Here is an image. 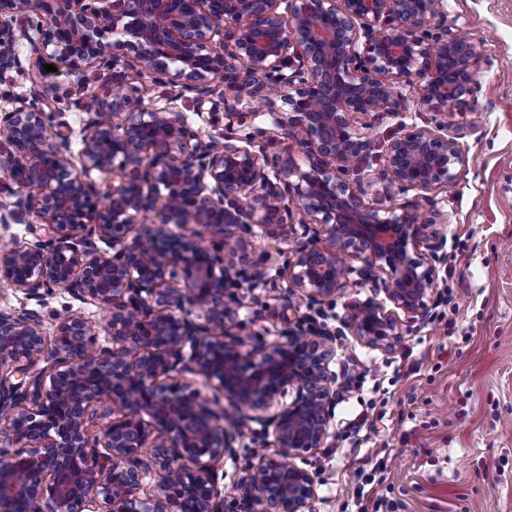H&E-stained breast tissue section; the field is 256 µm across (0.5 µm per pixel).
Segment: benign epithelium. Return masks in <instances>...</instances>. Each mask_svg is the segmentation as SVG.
<instances>
[{
    "mask_svg": "<svg viewBox=\"0 0 512 512\" xmlns=\"http://www.w3.org/2000/svg\"><path fill=\"white\" fill-rule=\"evenodd\" d=\"M444 0H0V72L35 78L112 66L121 49L156 84L170 70L208 97L224 81V139L206 140L172 100L143 106L145 88L122 79L85 106L81 148L51 131L38 103L0 113V173L16 190L0 201V288L37 301L63 291L112 309L108 326L67 309L49 320L0 309V512H223L218 471L249 423L262 454L244 478L243 512H304L312 475L295 459L329 435L333 340L299 329L244 351L228 330L241 302L242 245L232 229L288 224L301 213L331 248H296L291 287L310 302L336 295L343 257L380 270L386 298L428 316L435 257L448 217L419 205L380 214L347 173L376 156L353 116L395 112L401 89L439 117L468 110L477 46L439 30ZM219 40L221 51L209 43ZM255 101L259 109L244 111ZM261 114L274 128L247 123ZM287 118L280 119L278 115ZM248 132L238 134L242 127ZM299 140L308 169L285 150L259 161L263 138ZM463 155L448 122L392 140L380 179L400 190L446 189ZM121 171L118 183L96 182ZM153 213L151 224L139 216ZM23 224L27 235L11 232ZM213 231L208 240L188 226ZM112 252L100 251L96 241ZM202 314L190 318V308ZM369 347H396L398 322L367 304L348 324ZM110 337L100 343L101 332ZM202 373L230 409L203 400L176 374ZM112 412L98 411L103 404ZM112 416L100 432L88 424Z\"/></svg>",
    "mask_w": 512,
    "mask_h": 512,
    "instance_id": "obj_1",
    "label": "benign epithelium"
}]
</instances>
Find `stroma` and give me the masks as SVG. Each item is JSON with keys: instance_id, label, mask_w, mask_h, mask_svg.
<instances>
[{"instance_id": "stroma-1", "label": "stroma", "mask_w": 512, "mask_h": 512, "mask_svg": "<svg viewBox=\"0 0 512 512\" xmlns=\"http://www.w3.org/2000/svg\"><path fill=\"white\" fill-rule=\"evenodd\" d=\"M443 25L449 36L479 50L471 109L448 119L464 156L455 184L391 198L380 183L357 189L371 208L427 199L447 214L428 319H411L386 302L382 273L353 257L343 260L346 274L336 296L311 303L295 295L289 278L294 241L330 245L314 225L266 224L241 234L250 262L266 261L267 274L240 289L232 333L250 348L282 341L298 326L336 338L330 369L345 388L331 410L330 435L323 447L296 460L317 486L305 512H355L357 473L379 458L386 463L384 493L399 503V512H512V0H445ZM116 72L138 77L123 61L110 71L87 68L78 78L50 74L49 82L63 90L52 104L55 122L80 129L85 104ZM146 89L148 100L174 99L193 127L223 134V109L197 100L181 80ZM38 92L30 68L0 73V110L28 108ZM433 119L408 94L369 133L382 149ZM373 302L398 321L401 338L393 350L368 347L347 327L358 308ZM22 306L46 316L68 306L99 324L108 321L107 311L61 292L41 302L0 292V309ZM262 431L253 424L224 459V512H238L240 484L257 463L253 437Z\"/></svg>"}]
</instances>
